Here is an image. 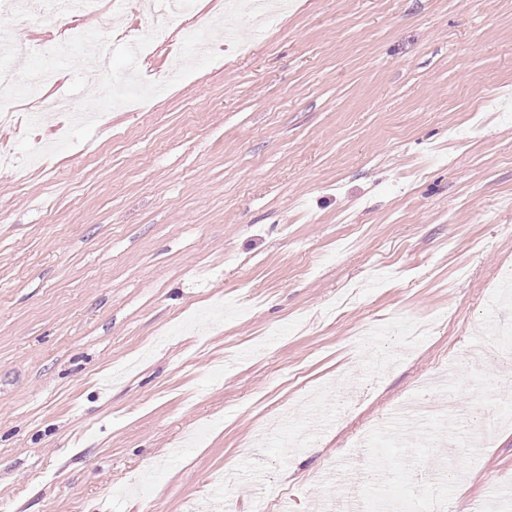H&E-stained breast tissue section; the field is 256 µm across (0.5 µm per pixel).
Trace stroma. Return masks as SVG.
Segmentation results:
<instances>
[{
    "label": "stroma",
    "instance_id": "stroma-1",
    "mask_svg": "<svg viewBox=\"0 0 512 512\" xmlns=\"http://www.w3.org/2000/svg\"><path fill=\"white\" fill-rule=\"evenodd\" d=\"M126 0V43L160 18ZM225 0L142 55L173 74ZM96 17L12 22L31 44ZM214 30V28H213ZM83 143L0 168V512H319L327 475L418 469L464 512L512 487V386L468 353L512 324V0H290ZM72 74L18 101L32 139ZM482 447L387 430L423 378Z\"/></svg>",
    "mask_w": 512,
    "mask_h": 512
}]
</instances>
